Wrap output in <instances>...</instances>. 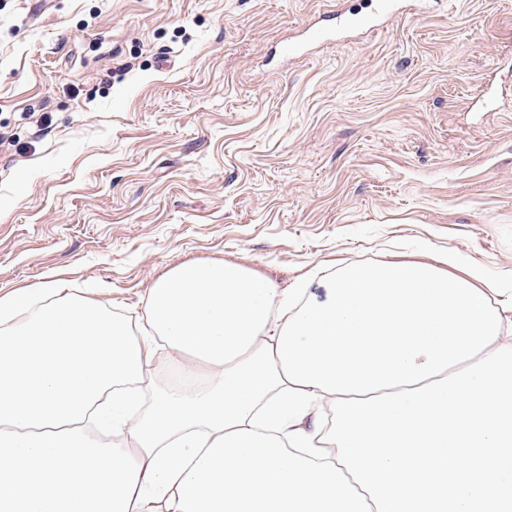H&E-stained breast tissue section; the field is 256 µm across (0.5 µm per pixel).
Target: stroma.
Masks as SVG:
<instances>
[{"instance_id":"stroma-1","label":"stroma","mask_w":512,"mask_h":512,"mask_svg":"<svg viewBox=\"0 0 512 512\" xmlns=\"http://www.w3.org/2000/svg\"><path fill=\"white\" fill-rule=\"evenodd\" d=\"M0 0V296L138 321L172 265L280 291L452 251L512 287V0Z\"/></svg>"}]
</instances>
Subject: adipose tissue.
I'll return each mask as SVG.
<instances>
[{
  "mask_svg": "<svg viewBox=\"0 0 512 512\" xmlns=\"http://www.w3.org/2000/svg\"><path fill=\"white\" fill-rule=\"evenodd\" d=\"M458 261L351 264L319 300L185 262L138 334L60 281L0 297V512H512V289Z\"/></svg>",
  "mask_w": 512,
  "mask_h": 512,
  "instance_id": "obj_1",
  "label": "adipose tissue"
}]
</instances>
